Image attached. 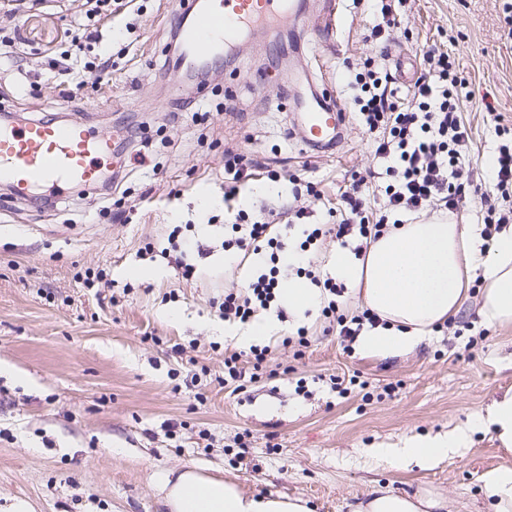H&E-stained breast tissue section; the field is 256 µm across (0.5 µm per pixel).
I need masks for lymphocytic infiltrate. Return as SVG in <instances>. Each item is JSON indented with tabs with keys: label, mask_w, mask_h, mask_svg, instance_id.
<instances>
[{
	"label": "lymphocytic infiltrate",
	"mask_w": 512,
	"mask_h": 512,
	"mask_svg": "<svg viewBox=\"0 0 512 512\" xmlns=\"http://www.w3.org/2000/svg\"><path fill=\"white\" fill-rule=\"evenodd\" d=\"M427 76L418 78L413 90L400 94L388 69L366 60L354 76V105L360 126L372 138L375 154L388 160V181L382 206L371 202L368 179L353 175L339 195L341 220L333 228L316 227L304 240L290 244L273 236L271 224L247 210H237L232 235L224 241L228 253L269 249V264L255 273L245 288L224 294L220 309L226 320L245 323L257 312L279 310L281 272L294 268L297 277L321 288L322 314L336 325L341 341H353L364 324H377L375 313L364 309L341 312L337 298L343 286L322 279L305 266L308 252L324 237L335 236L343 247L363 253L384 234L398 216L416 215L428 209L459 213L478 195L482 183L471 156V132L461 117V106L469 99L467 82L459 75L455 57L427 51ZM502 139L492 168L499 199L487 206L481 231L492 240L503 225L512 223V128H498Z\"/></svg>",
	"instance_id": "lymphocytic-infiltrate-1"
}]
</instances>
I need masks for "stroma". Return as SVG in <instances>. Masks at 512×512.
I'll use <instances>...</instances> for the list:
<instances>
[{"label": "stroma", "instance_id": "obj_1", "mask_svg": "<svg viewBox=\"0 0 512 512\" xmlns=\"http://www.w3.org/2000/svg\"><path fill=\"white\" fill-rule=\"evenodd\" d=\"M81 3L34 0L19 48L0 49V110L112 137L108 183L42 199L0 189V506L23 498L33 512H158V475L196 465L250 494L303 498L314 512H348L378 487L434 490L448 512H492L482 477L512 467L493 432L430 468L372 454L468 427L512 389V326L481 320V288L399 355L343 348L316 311L298 358L296 324L285 319L261 378L238 391L220 382L236 350L218 311L224 292L269 262L263 252L225 254L226 214L268 209L276 233L297 239L304 226L281 209L309 203L293 198L288 175L317 182L309 222L324 224L352 171L386 167L349 85L361 60L383 51L369 38L380 20L374 0H342L334 47L295 45L285 25L246 39L201 88L173 84L176 65L165 59L178 0H130L99 25L95 50L110 58L111 81L70 97L51 62L67 50ZM433 47L455 55L469 84L462 117L483 162L497 153L496 124L512 125V41L493 0H409L384 49L402 89ZM309 69L324 73L346 114L342 142L323 154L306 152L285 110L308 93ZM228 148L255 162L230 199ZM184 238L196 245L188 280L163 256ZM89 268L106 272L93 288L83 285ZM335 377L358 383L341 395Z\"/></svg>", "mask_w": 512, "mask_h": 512}]
</instances>
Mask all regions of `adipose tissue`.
<instances>
[{"label":"adipose tissue","mask_w":512,"mask_h":512,"mask_svg":"<svg viewBox=\"0 0 512 512\" xmlns=\"http://www.w3.org/2000/svg\"><path fill=\"white\" fill-rule=\"evenodd\" d=\"M335 272L361 306L381 320L358 337L359 349L368 355L411 350L434 326L459 312L477 272L484 282L480 316L491 325H512L511 224L489 243L478 225L450 217L399 224L371 243L364 261L337 251ZM469 435L464 429L448 436L411 437L387 454L430 466L450 450L466 447ZM158 490L165 512H312L304 499L252 495L234 480L195 466L164 472ZM349 512H448V500L427 490L401 494L379 488L350 504Z\"/></svg>","instance_id":"adipose-tissue-1"}]
</instances>
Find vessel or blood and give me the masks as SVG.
<instances>
[{
    "instance_id": "obj_1",
    "label": "vessel or blood",
    "mask_w": 512,
    "mask_h": 512,
    "mask_svg": "<svg viewBox=\"0 0 512 512\" xmlns=\"http://www.w3.org/2000/svg\"><path fill=\"white\" fill-rule=\"evenodd\" d=\"M337 0H323L311 27L300 28L298 39L316 33L329 39L340 25ZM302 14L299 0H189L181 11L178 35L182 52L176 63L187 71L221 52L233 51L250 25L261 21H294ZM307 101L294 103L298 133L313 152L333 150L342 135L343 118L325 79H312ZM104 135L78 123L28 122L15 129L0 120V182L14 195L27 196L43 187L79 184L98 186L99 159L110 153Z\"/></svg>"
}]
</instances>
